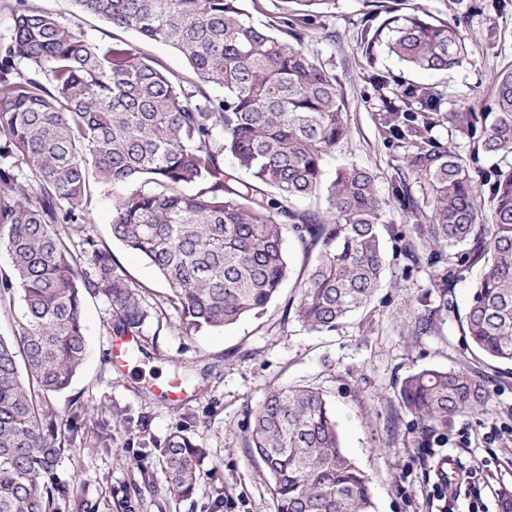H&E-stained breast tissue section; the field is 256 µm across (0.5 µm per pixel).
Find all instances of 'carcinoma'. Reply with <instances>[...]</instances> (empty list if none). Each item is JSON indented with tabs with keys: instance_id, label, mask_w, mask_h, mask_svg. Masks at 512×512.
<instances>
[{
	"instance_id": "carcinoma-1",
	"label": "carcinoma",
	"mask_w": 512,
	"mask_h": 512,
	"mask_svg": "<svg viewBox=\"0 0 512 512\" xmlns=\"http://www.w3.org/2000/svg\"><path fill=\"white\" fill-rule=\"evenodd\" d=\"M72 2L77 15L173 47L194 78L169 73L123 40L87 39L17 0L0 57V183L17 201L0 208L8 226L0 248L11 260L4 287L21 291L24 313L13 338L0 336V512H92L83 495L43 481L67 450L46 397L66 390L83 365L86 298L112 305L115 336L143 335L154 316L107 246L59 228L85 224L92 184L123 188L112 238L155 268L180 325L196 333L265 313L289 277V238L307 261L296 317L313 330L335 329L385 279L386 214L417 209L404 176L387 198L366 168L325 176L326 156L348 135L346 102L336 75L301 43L332 0H295L303 12L283 8L262 26L240 0ZM389 13L365 30L366 50L380 43L409 68L432 72L468 53L461 22ZM18 62L31 75L17 72ZM396 98L387 134L404 148L403 166L429 207L405 256L414 263L423 251L441 265L444 292L454 269L484 261L462 329L483 356L512 363V162L485 179L492 223L482 224L466 160L428 137L445 120L475 152L512 159V68L497 76L494 112H445L428 85ZM226 155L251 182L225 172ZM186 185L195 193L185 194ZM314 198L324 209L299 205ZM460 243L471 251L448 252ZM398 396L424 433L489 401L484 382L465 369L414 372ZM244 442L263 464L277 512H372L369 480L345 453L319 390H270L250 411ZM159 452L173 494L191 497L205 450L178 433Z\"/></svg>"
}]
</instances>
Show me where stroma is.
<instances>
[{
  "mask_svg": "<svg viewBox=\"0 0 512 512\" xmlns=\"http://www.w3.org/2000/svg\"><path fill=\"white\" fill-rule=\"evenodd\" d=\"M53 13L88 38L112 35L131 44L183 77L192 71L173 48L141 39L92 15L75 16L71 0H28ZM404 11L443 21L462 20L475 39L460 66L433 75L407 69L383 49L366 56L360 48L366 27L386 18L373 0H335L302 42L309 55L336 75L347 101L349 134L327 156L325 170L354 164L375 176L380 196L392 194L402 149L387 139V104L404 86L430 83L444 97V110L489 105L498 74L512 67V0H401ZM388 86H375L376 76ZM117 192L94 186L87 203L89 233L108 245L128 276L146 288L158 306V328H146L140 344L146 355L123 369L111 364L106 329L112 310L100 299L85 306L87 356L71 387L50 395L49 406L63 426L77 428L75 442L53 469L54 479L74 493L85 492L98 512H215V503L231 494L233 512H276L266 473L244 450L247 410L275 386L309 384L330 402L348 456L368 475L375 512H437L428 494L436 481L437 458H423L425 436L400 404L404 378L424 368L467 366L489 391L485 410L449 418L435 434L458 442L474 435L470 452L492 466L512 470V443L486 445L478 435L496 424L512 428V365L475 356L460 319L474 292L481 266L457 268L447 293L435 286L437 268L412 265L404 245L423 223L418 211L390 210L384 234L387 283L363 311L334 330L317 331L286 309L297 304L305 258L291 247V273L266 313L230 328L193 333L179 324L167 303L168 290L155 269L114 241L110 224ZM430 316V332L415 323ZM178 381L184 400L166 399L155 385ZM182 432L206 455L191 498L170 496L160 450L174 432Z\"/></svg>",
  "mask_w": 512,
  "mask_h": 512,
  "instance_id": "obj_1",
  "label": "stroma"
}]
</instances>
